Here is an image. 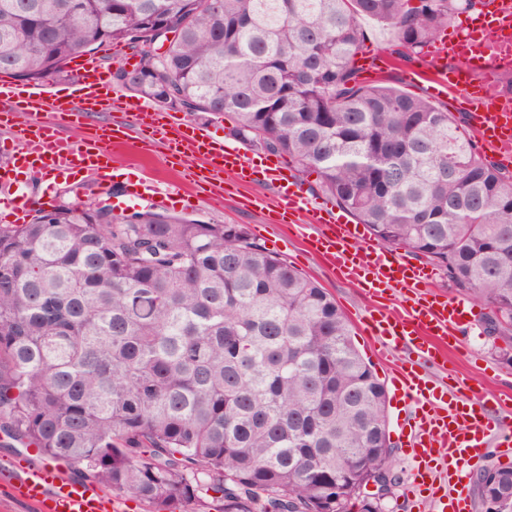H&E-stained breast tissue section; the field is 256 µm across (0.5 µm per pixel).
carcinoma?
<instances>
[{"mask_svg": "<svg viewBox=\"0 0 512 512\" xmlns=\"http://www.w3.org/2000/svg\"><path fill=\"white\" fill-rule=\"evenodd\" d=\"M482 0H0V74L60 77L140 49L128 89L230 123L316 175L375 241L443 270L512 337V171L468 122L361 79L360 19L409 61ZM176 33L158 54L155 33ZM0 445L81 467L152 512H381L361 487L393 465L387 392L317 281L242 224L152 210L39 208L0 225ZM512 512V466L482 468Z\"/></svg>", "mask_w": 512, "mask_h": 512, "instance_id": "carcinoma-1", "label": "carcinoma"}]
</instances>
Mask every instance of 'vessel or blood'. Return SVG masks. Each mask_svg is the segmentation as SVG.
Returning a JSON list of instances; mask_svg holds the SVG:
<instances>
[{
    "label": "vessel or blood",
    "mask_w": 512,
    "mask_h": 512,
    "mask_svg": "<svg viewBox=\"0 0 512 512\" xmlns=\"http://www.w3.org/2000/svg\"><path fill=\"white\" fill-rule=\"evenodd\" d=\"M482 16L499 28L512 25V0H490ZM452 58L467 60V68H448ZM511 60V42L480 43L467 33L436 43L421 67L406 69L405 75L410 82H427L434 95H460L476 139L507 163L512 161V101L499 92L494 74ZM76 68L79 88L74 101L55 91L0 83V104L6 106L7 116L23 112L30 117L20 130L17 158L25 173L62 179L82 171L103 174L121 150L133 147L143 156L163 146L169 162L186 154L202 156L208 165L205 179L214 191L213 201L221 199L225 176L242 186L262 181L273 188L276 206L287 214L289 223L319 226L315 251L338 277L357 283L377 300L364 325L378 338L381 356L414 355L440 368L449 349L462 347L470 311L464 300L419 297L401 309L386 302L393 291L427 286L432 271L373 241H360L357 225L313 204L299 180L285 173L279 161L241 153L214 140L206 127L172 113L113 98L112 87L95 60H81ZM112 109L134 113L131 132L118 136L93 133L78 143L63 136V128L79 124L83 113ZM390 382L395 395L415 404L408 416V431L398 435L414 463L413 487L436 503L438 512H470L467 478L472 462L490 440H497L503 448L512 447V427L507 426L498 403L469 387L454 390L429 384L411 367L392 373ZM0 484L11 486L17 498L34 505L37 512H115L117 508L100 487L36 464L20 471L0 470Z\"/></svg>",
    "instance_id": "1"
}]
</instances>
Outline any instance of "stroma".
I'll return each mask as SVG.
<instances>
[{
  "label": "stroma",
  "mask_w": 512,
  "mask_h": 512,
  "mask_svg": "<svg viewBox=\"0 0 512 512\" xmlns=\"http://www.w3.org/2000/svg\"><path fill=\"white\" fill-rule=\"evenodd\" d=\"M118 187L116 181L105 184L100 175L88 174L59 183L38 180L21 184L17 189L0 186V199L21 191L32 200L45 199L54 206L95 203L108 199L110 191ZM273 194V189L261 182L241 188L227 180L223 183L224 206L220 209L209 203V187L204 183L197 186L193 207L165 205L157 198L141 201L139 207L208 224L246 225L255 241L272 249L301 273L317 280L336 298L352 323L356 348L374 366L379 378H386L393 362L377 353L372 337L363 331L360 322L361 315L372 306V299L356 283L338 278L317 254L305 247L303 237L296 235L288 225L275 223L274 212L252 206V199L269 200ZM468 304L472 309V322L466 333L465 346L450 358L446 371L432 369L428 377L431 382L439 384L449 374L492 397H505L512 393V342L485 336L482 332L483 304L473 298ZM392 455V484L381 502L382 512H428L426 504L411 485L409 473L412 462L405 448L393 444Z\"/></svg>",
  "instance_id": "1"
}]
</instances>
